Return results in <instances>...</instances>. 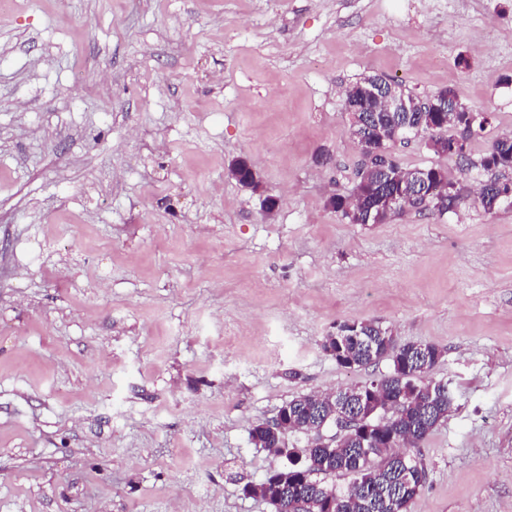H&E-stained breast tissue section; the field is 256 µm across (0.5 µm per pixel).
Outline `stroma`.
Returning a JSON list of instances; mask_svg holds the SVG:
<instances>
[{
  "instance_id": "stroma-1",
  "label": "stroma",
  "mask_w": 512,
  "mask_h": 512,
  "mask_svg": "<svg viewBox=\"0 0 512 512\" xmlns=\"http://www.w3.org/2000/svg\"><path fill=\"white\" fill-rule=\"evenodd\" d=\"M454 88L512 131V0H13L0 14V512H273L250 429L442 357L409 512H512V208L348 224L345 90ZM251 160L259 190L228 178ZM279 206L265 214L262 201Z\"/></svg>"
}]
</instances>
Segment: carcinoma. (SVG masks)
Listing matches in <instances>:
<instances>
[{
    "label": "carcinoma",
    "mask_w": 512,
    "mask_h": 512,
    "mask_svg": "<svg viewBox=\"0 0 512 512\" xmlns=\"http://www.w3.org/2000/svg\"><path fill=\"white\" fill-rule=\"evenodd\" d=\"M392 82L376 75H365L345 90V104L352 112L370 115L362 135L381 153L385 154L396 143L395 131L404 126H420L432 122L439 129H451L445 142L432 150L445 155L453 142L462 140L468 165L461 167L465 174L486 172L491 169L503 174L512 173V132L502 133L481 155L475 157L470 150V140L476 132L484 130L488 117L467 107L453 89H443L429 95L432 109L427 112H386L383 100L373 90L389 88ZM385 170L384 160L373 162V170L358 172L352 196L355 207L343 208V197L336 196L333 210L350 224H383L394 213L381 209L379 198L380 176ZM435 193L449 198L447 205L438 211L442 215L457 207L464 199L459 182L448 176L441 167L423 168ZM508 190L505 183L483 186L477 202L485 211L501 208L499 195ZM391 332L375 321H342L336 323L335 332L325 337L323 349L336 348L344 340V351L352 367H364L370 362L390 359L391 372L378 382L382 385L381 401L398 402L390 416L398 418L401 433L410 438L409 444L423 441L448 417L453 409V399L448 383L438 382L432 396H425L410 383L408 375L428 377L434 366L431 353L437 347L431 344L410 346L408 357L397 359L388 352L392 348ZM372 384L366 383L336 392V398L305 394L284 403L288 409V432L307 434L321 425L336 423V399L355 405ZM251 442L258 448L276 451L286 456L285 465L266 475L263 481L251 485L254 495L281 512H327V505L334 504L333 512H408L409 503L426 482V472L418 458L403 447L369 448L366 437L352 431L342 448L281 447V434L272 433L260 421L250 430ZM341 474L349 478L347 486L338 489L318 479L319 475Z\"/></svg>",
    "instance_id": "cac0c4a2"
}]
</instances>
